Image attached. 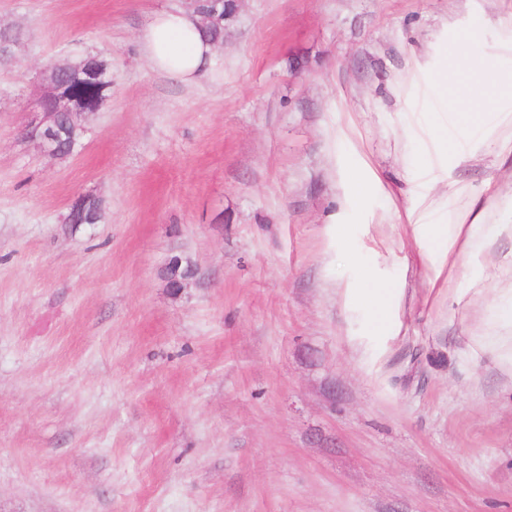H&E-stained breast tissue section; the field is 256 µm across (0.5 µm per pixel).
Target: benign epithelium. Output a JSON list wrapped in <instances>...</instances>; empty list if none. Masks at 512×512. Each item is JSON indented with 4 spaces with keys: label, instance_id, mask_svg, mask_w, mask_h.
Returning <instances> with one entry per match:
<instances>
[{
    "label": "benign epithelium",
    "instance_id": "7a95c632",
    "mask_svg": "<svg viewBox=\"0 0 512 512\" xmlns=\"http://www.w3.org/2000/svg\"><path fill=\"white\" fill-rule=\"evenodd\" d=\"M55 67L66 70L70 67L84 68V75L99 84L103 89L112 87L109 78L112 76L100 61L93 57L83 59V65L57 63ZM102 104L98 100L89 106L80 105L65 90V86L51 78L41 87L38 96L33 100L30 114L31 120L24 129V134L37 142L39 149L54 158L66 157L72 151H62L57 142L65 137H72L77 132H84L90 116L97 112ZM161 273L169 286L179 289L184 286L187 278L182 271V258L178 255L169 256L161 267Z\"/></svg>",
    "mask_w": 512,
    "mask_h": 512
}]
</instances>
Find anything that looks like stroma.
<instances>
[{"instance_id": "1", "label": "stroma", "mask_w": 512, "mask_h": 512, "mask_svg": "<svg viewBox=\"0 0 512 512\" xmlns=\"http://www.w3.org/2000/svg\"><path fill=\"white\" fill-rule=\"evenodd\" d=\"M190 7L0 0V512H512V131L440 157L426 82L512 0H237L183 83L140 41ZM88 56L112 86L48 157L42 70ZM463 210L498 231L444 257ZM182 258L179 255H170L161 267V273L169 283L170 288H183L188 278L182 271Z\"/></svg>"}]
</instances>
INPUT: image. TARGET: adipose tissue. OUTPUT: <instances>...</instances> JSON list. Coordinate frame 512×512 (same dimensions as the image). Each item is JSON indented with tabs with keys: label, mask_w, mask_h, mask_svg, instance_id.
I'll return each mask as SVG.
<instances>
[{
	"label": "adipose tissue",
	"mask_w": 512,
	"mask_h": 512,
	"mask_svg": "<svg viewBox=\"0 0 512 512\" xmlns=\"http://www.w3.org/2000/svg\"><path fill=\"white\" fill-rule=\"evenodd\" d=\"M460 40L453 71L465 75L466 81L442 106L450 121L462 120L481 131L489 118L512 115V88L501 85L498 47L468 32ZM142 47L155 69L181 82L205 72L213 58L212 43L203 37L196 15L187 10L155 14L142 36Z\"/></svg>",
	"instance_id": "1"
}]
</instances>
